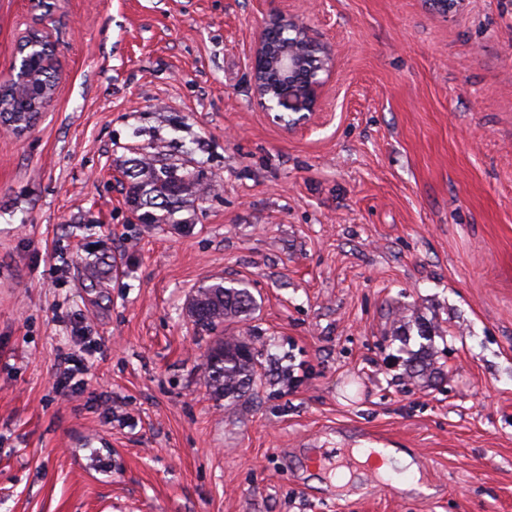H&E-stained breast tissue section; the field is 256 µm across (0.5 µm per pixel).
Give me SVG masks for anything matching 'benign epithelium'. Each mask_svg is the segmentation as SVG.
<instances>
[{"mask_svg": "<svg viewBox=\"0 0 512 512\" xmlns=\"http://www.w3.org/2000/svg\"><path fill=\"white\" fill-rule=\"evenodd\" d=\"M468 0H428L429 8L447 16L466 7ZM44 47L43 67L54 64L56 47L46 35H23L17 49L31 40ZM334 63L333 50L311 38L308 28L298 19L280 13L271 14L251 55L253 99L264 112L274 113V121L286 127L307 120L317 110L325 80Z\"/></svg>", "mask_w": 512, "mask_h": 512, "instance_id": "1", "label": "benign epithelium"}]
</instances>
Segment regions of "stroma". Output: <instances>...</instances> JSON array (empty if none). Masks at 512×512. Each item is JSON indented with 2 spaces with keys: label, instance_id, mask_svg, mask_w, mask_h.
<instances>
[{
  "label": "stroma",
  "instance_id": "stroma-1",
  "mask_svg": "<svg viewBox=\"0 0 512 512\" xmlns=\"http://www.w3.org/2000/svg\"><path fill=\"white\" fill-rule=\"evenodd\" d=\"M50 2L55 93L0 134V512H512V0ZM275 11L335 52L292 129L250 89ZM34 17L0 0V84ZM151 154L214 193L136 223L125 171ZM218 281L257 306L204 331ZM227 336L261 352L234 401L204 379ZM374 441L419 489L304 463ZM63 369H59L54 374V387L62 392L65 396L68 395L69 387H73L75 384H72V381L75 377L82 371L84 364L81 356H75L71 353V356H68L65 359Z\"/></svg>",
  "mask_w": 512,
  "mask_h": 512
}]
</instances>
